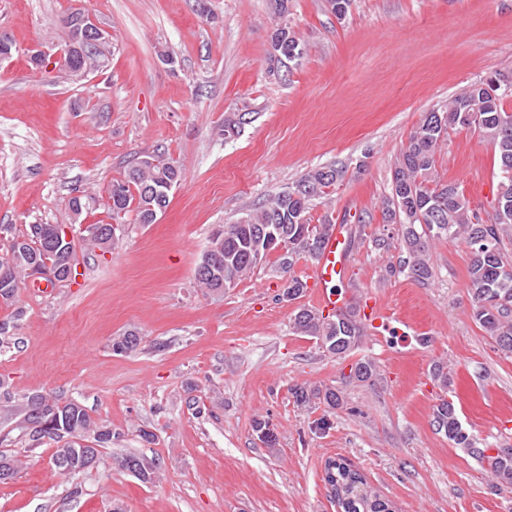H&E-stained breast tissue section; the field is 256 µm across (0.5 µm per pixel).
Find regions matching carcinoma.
Here are the masks:
<instances>
[{
    "mask_svg": "<svg viewBox=\"0 0 512 512\" xmlns=\"http://www.w3.org/2000/svg\"><path fill=\"white\" fill-rule=\"evenodd\" d=\"M108 53V43L104 41L84 61L75 56L64 57V66L71 72L79 67L94 71ZM508 98H512V81L494 75L470 85L448 103V108L426 113L396 157L391 192L383 198L382 207L386 221L400 225V242L406 253L400 269L408 271L417 282L424 283L433 275L429 260L432 242L464 240L471 254L473 318L504 354L511 355L512 256L503 247L504 235L512 228V112L503 107ZM471 127L490 139L499 158L500 188L485 220L469 209L457 187L437 181L434 175L435 153L448 130ZM153 160L146 167L129 169L124 179L112 183L106 203L112 220H119L118 211L131 207L138 223L153 224L165 211L182 171L161 155ZM344 173L343 168L334 165L316 168L257 211L224 225L212 235L201 256L209 271L196 272L199 287L211 295H222L237 287L267 257L263 232L276 224L285 234L286 252L279 256L282 269L291 268L302 257H317L333 223L327 215L319 224L309 223V204L336 186ZM77 240L89 248L108 250L118 237L87 230L68 240L58 224H30L25 234L10 241L6 253L0 256V302L14 307V314L13 320L0 322V347L14 338L15 322L23 314L16 307L20 274L36 263L49 261L62 268L57 282L69 281L77 261ZM293 325L338 358L350 355L360 336L357 314L351 308L325 316L303 306L296 310ZM139 345L138 334L127 331L113 339L112 350L126 354ZM375 377V364L360 359L351 365L347 379L370 382ZM292 395L302 405L317 400L336 409L343 404L342 391L335 387L297 385L292 388ZM0 409L19 416L12 430L28 435L29 441L37 443L47 437L57 443L51 463L59 472L63 470L60 460L64 456L77 462L73 476L93 470V466L80 462L74 437L90 442L88 454L96 460L101 459V449L112 446V428L97 422L72 400L62 402L42 393L18 397L1 380ZM433 425L455 447L466 449L478 462L488 465L493 486H512V448H499L493 456L487 454V449L477 447L475 439L462 427L453 402L444 400L435 407ZM116 466L145 483L152 482L158 470L155 460L136 455L118 459ZM18 472V461L1 453L0 483L14 479ZM324 481L342 512H393L392 503L368 490L364 477L343 459L326 464Z\"/></svg>",
    "mask_w": 512,
    "mask_h": 512,
    "instance_id": "carcinoma-1",
    "label": "carcinoma"
}]
</instances>
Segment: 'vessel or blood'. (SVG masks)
<instances>
[{"label": "vessel or blood", "mask_w": 512, "mask_h": 512, "mask_svg": "<svg viewBox=\"0 0 512 512\" xmlns=\"http://www.w3.org/2000/svg\"><path fill=\"white\" fill-rule=\"evenodd\" d=\"M349 256L346 228L341 224L334 225L309 270L315 285V301L324 311L338 313L349 304L348 295L339 288L347 273Z\"/></svg>", "instance_id": "1"}]
</instances>
